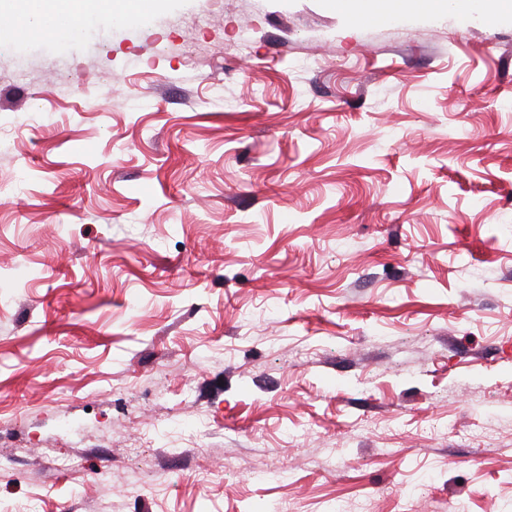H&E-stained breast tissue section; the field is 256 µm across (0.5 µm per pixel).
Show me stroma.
<instances>
[{"label":"stroma","instance_id":"1","mask_svg":"<svg viewBox=\"0 0 512 512\" xmlns=\"http://www.w3.org/2000/svg\"><path fill=\"white\" fill-rule=\"evenodd\" d=\"M80 26L0 34V512H512V15Z\"/></svg>","mask_w":512,"mask_h":512}]
</instances>
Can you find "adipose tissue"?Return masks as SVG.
<instances>
[{
    "label": "adipose tissue",
    "instance_id": "ef3b65f1",
    "mask_svg": "<svg viewBox=\"0 0 512 512\" xmlns=\"http://www.w3.org/2000/svg\"><path fill=\"white\" fill-rule=\"evenodd\" d=\"M45 11L57 16L67 29L68 36H76L77 28L71 27L74 17L90 19L103 16L128 20L145 11L159 7V0H42ZM336 11L365 21L371 18L384 20L399 12L442 13L456 8V0H328Z\"/></svg>",
    "mask_w": 512,
    "mask_h": 512
}]
</instances>
